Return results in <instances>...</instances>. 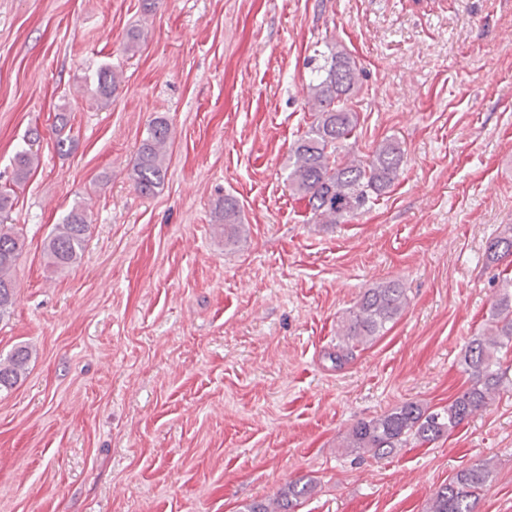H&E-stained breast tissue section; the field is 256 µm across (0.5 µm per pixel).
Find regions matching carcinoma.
<instances>
[{
  "label": "carcinoma",
  "instance_id": "obj_1",
  "mask_svg": "<svg viewBox=\"0 0 512 512\" xmlns=\"http://www.w3.org/2000/svg\"><path fill=\"white\" fill-rule=\"evenodd\" d=\"M311 78L306 97L311 104L313 121L290 150L286 180L293 194L307 201L317 224H341L357 214L367 203L380 197L393 185L403 166L405 151L399 141L389 138L377 145L364 159L353 155L343 161L336 151L351 137L358 124L353 99L359 86L355 60L339 44L313 56L308 62ZM119 87L117 74L110 68L97 74V101L108 103ZM171 136L164 118L154 119L142 141L131 169L135 188L143 195L156 194L164 186L166 145ZM34 157L19 151L14 157V179H26ZM13 205L9 192H0V318L14 304L16 284L10 276L22 249L23 241L13 225L3 223L1 216ZM215 221L224 226V246L235 245L243 230L237 200L226 196L214 209ZM89 220L86 210L71 208L63 222L56 225L44 248L46 268L52 272L67 268L81 257ZM512 257V228L494 238L487 259L497 263ZM407 302L406 289L398 280H384L368 288L349 314L338 325L332 361L344 365L357 346L383 333L387 325L401 313ZM512 345V280L504 285L487 327L471 339L463 362L470 385L448 400V405L431 408L406 402L391 411L352 427L343 447L373 457L388 456L409 442L427 443L451 433L477 411L488 406L501 388L512 384V367L503 366L498 353ZM29 360V351L20 346L0 359V389L12 388L20 379ZM492 475L489 466L481 464L459 471L441 486L431 498L429 512H474L478 492ZM314 491L310 481L300 479L288 483L273 501L251 503L246 512H295L300 500Z\"/></svg>",
  "mask_w": 512,
  "mask_h": 512
}]
</instances>
